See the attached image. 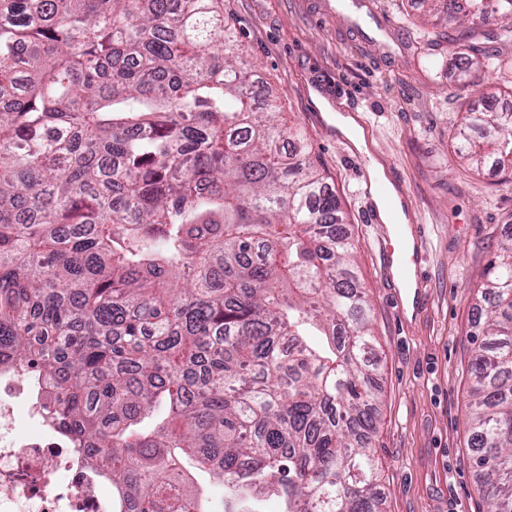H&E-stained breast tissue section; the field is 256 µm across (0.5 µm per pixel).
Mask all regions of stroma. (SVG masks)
<instances>
[{"label":"stroma","instance_id":"obj_1","mask_svg":"<svg viewBox=\"0 0 512 512\" xmlns=\"http://www.w3.org/2000/svg\"><path fill=\"white\" fill-rule=\"evenodd\" d=\"M344 0H224L243 58L272 89L283 123L301 126L328 178L357 250L371 300L377 430L371 449L380 512H487L468 451L465 407L478 332L476 287L512 239V185L494 165H460L451 133L465 111L512 101L486 58H512V22L476 29L479 65H452L455 43L420 40L411 0H365L385 29L352 26ZM463 88V97L451 96ZM357 116L388 176L414 197L426 228L425 305L400 322L382 271L381 236L359 193L367 156L334 131L333 113Z\"/></svg>","mask_w":512,"mask_h":512}]
</instances>
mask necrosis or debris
Listing matches in <instances>:
<instances>
[{"instance_id":"1","label":"necrosis or debris","mask_w":512,"mask_h":512,"mask_svg":"<svg viewBox=\"0 0 512 512\" xmlns=\"http://www.w3.org/2000/svg\"><path fill=\"white\" fill-rule=\"evenodd\" d=\"M109 480L33 400L28 381L0 373V512H112Z\"/></svg>"}]
</instances>
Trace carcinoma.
Wrapping results in <instances>:
<instances>
[{
	"label": "carcinoma",
	"mask_w": 512,
	"mask_h": 512,
	"mask_svg": "<svg viewBox=\"0 0 512 512\" xmlns=\"http://www.w3.org/2000/svg\"><path fill=\"white\" fill-rule=\"evenodd\" d=\"M512 20V0H420ZM476 48L459 45L467 75ZM240 57L224 0H0V372L112 473L119 512H378L371 304L308 139ZM456 154L512 169V111ZM477 289L468 447L512 512V240Z\"/></svg>",
	"instance_id": "1"
}]
</instances>
